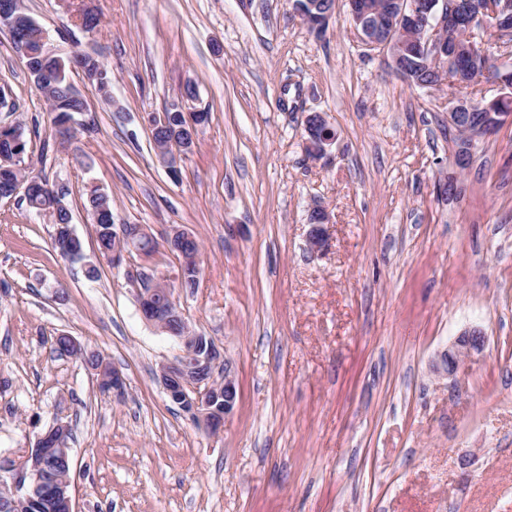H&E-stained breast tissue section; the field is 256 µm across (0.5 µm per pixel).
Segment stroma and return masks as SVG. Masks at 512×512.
<instances>
[{"label":"stroma","instance_id":"35a3bbf8","mask_svg":"<svg viewBox=\"0 0 512 512\" xmlns=\"http://www.w3.org/2000/svg\"><path fill=\"white\" fill-rule=\"evenodd\" d=\"M66 57L96 52L109 95L59 144L53 113L0 31V87L28 141L30 173L62 194L84 256L62 257L49 217L0 200V459L68 425L77 512H512V120L454 165L448 94L409 86L364 55L347 0L324 33L290 0H25ZM94 9L96 32L80 15ZM197 96L181 100L186 85ZM202 110L171 176L147 114ZM336 132L305 144L309 113ZM458 179V197L438 185ZM158 246L99 257L91 190ZM330 215L310 253L309 216ZM200 244L195 288L177 287L171 227ZM96 277H88L89 267ZM173 282L191 330L232 367L238 400L211 435L168 399L160 364L179 339L143 321L141 274ZM487 339L448 378L433 370L461 333ZM120 370L100 391L55 338ZM318 123L320 124L321 131L319 135L315 133L306 132L307 152L310 157L320 159L325 156L328 148L332 145L335 139V133L331 129L321 113H318Z\"/></svg>","mask_w":512,"mask_h":512}]
</instances>
